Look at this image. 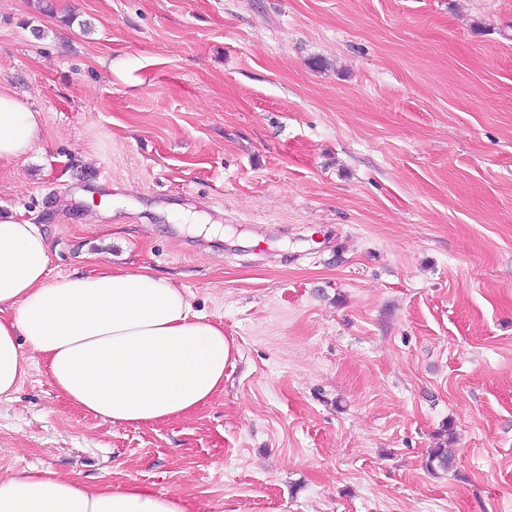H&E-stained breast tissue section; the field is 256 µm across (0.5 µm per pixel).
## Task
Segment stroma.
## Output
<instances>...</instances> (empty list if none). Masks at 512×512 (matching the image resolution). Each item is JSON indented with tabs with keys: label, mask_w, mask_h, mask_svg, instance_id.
<instances>
[{
	"label": "stroma",
	"mask_w": 512,
	"mask_h": 512,
	"mask_svg": "<svg viewBox=\"0 0 512 512\" xmlns=\"http://www.w3.org/2000/svg\"><path fill=\"white\" fill-rule=\"evenodd\" d=\"M0 82L41 115L0 212L51 277L148 268L237 347L208 406L149 426L32 358L1 473L196 512H512V0H0ZM446 435H451V437H447L446 439H442L440 442H437L436 446L431 448L428 454L426 467L432 472L436 469L448 471L454 460V449L451 448L453 443L452 433H448Z\"/></svg>",
	"instance_id": "35a3bbf8"
}]
</instances>
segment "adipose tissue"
Returning <instances> with one entry per match:
<instances>
[{"instance_id":"1","label":"adipose tissue","mask_w":512,"mask_h":512,"mask_svg":"<svg viewBox=\"0 0 512 512\" xmlns=\"http://www.w3.org/2000/svg\"><path fill=\"white\" fill-rule=\"evenodd\" d=\"M41 116L0 84V164L24 158ZM36 354L64 400L117 425L192 414L224 387L233 343L185 292L149 269L49 277L38 225L0 216V399ZM0 512H194L179 494L131 481L91 487L48 466L0 475Z\"/></svg>"}]
</instances>
